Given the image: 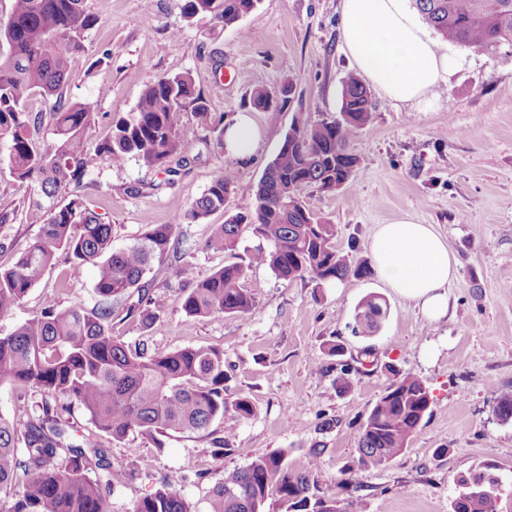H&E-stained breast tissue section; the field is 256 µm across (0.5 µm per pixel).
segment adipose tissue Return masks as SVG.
<instances>
[{
    "mask_svg": "<svg viewBox=\"0 0 512 512\" xmlns=\"http://www.w3.org/2000/svg\"><path fill=\"white\" fill-rule=\"evenodd\" d=\"M342 48L356 71L390 99L423 104L452 62L410 0H343ZM380 277L431 320L448 313L457 262L430 225L403 218L380 225L370 242Z\"/></svg>",
    "mask_w": 512,
    "mask_h": 512,
    "instance_id": "obj_1",
    "label": "adipose tissue"
}]
</instances>
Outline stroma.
<instances>
[{"label":"stroma","mask_w":512,"mask_h":512,"mask_svg":"<svg viewBox=\"0 0 512 512\" xmlns=\"http://www.w3.org/2000/svg\"><path fill=\"white\" fill-rule=\"evenodd\" d=\"M183 0H87L99 24L83 37L72 61L67 97L90 102L98 137L113 118L132 111L145 85L165 74L187 73L214 116L233 122L249 114L262 131L252 157L239 159L207 149L211 130H199L186 168L166 185L136 160L101 163L84 179L88 208L112 227L120 248L153 224H172L181 242L180 280L154 262L146 279L162 304L158 319L142 328L116 308L113 336L148 353L186 346L223 350L228 397L249 396L257 414L214 421L205 431L171 434L163 448L128 436L110 442V512H130L167 476H181V490L203 502L225 469L284 449L289 466L312 471L318 494L334 498L342 472L358 455L357 429L387 387L388 365L409 371L429 387L433 403L406 450L386 466L365 472L357 490L366 512H449L461 477L479 465H495L502 479L499 512H512V420L494 414L501 394L512 392V54L461 50L441 40L454 65L424 105L398 103L373 92L372 122L352 142L358 158L350 187L317 193L318 214L336 226V244L356 243L357 258H370V239L381 224L409 217L433 225L459 261L448 286L446 318L428 320L379 276L353 277L314 287L310 280L277 278L265 266L251 268L245 286L257 307L246 319L224 315L192 318L182 309L186 288L233 255L205 250L212 225L252 197L266 164L278 152L297 115L317 120L339 108L341 84L353 69L342 49V0H261L237 26L205 17L185 22ZM180 44L172 46L171 31ZM293 81L296 94L281 112L251 109L258 88L276 91ZM233 168L234 195L202 223L182 219L214 173ZM0 267L11 265L39 235L46 207L15 193L0 163ZM94 265L71 279L61 266L48 269L13 312L0 317V334L41 309L46 298L90 310L97 306ZM371 296L384 299L388 315L371 335L354 334V314ZM345 348L327 356L329 343ZM354 366L352 385H336V363ZM231 449L219 453L225 430ZM321 444L318 468L310 447ZM194 468L184 471L185 461Z\"/></svg>","instance_id":"stroma-1"}]
</instances>
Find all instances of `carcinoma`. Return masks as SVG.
Instances as JSON below:
<instances>
[{
	"label": "carcinoma",
	"instance_id": "carcinoma-1",
	"mask_svg": "<svg viewBox=\"0 0 512 512\" xmlns=\"http://www.w3.org/2000/svg\"><path fill=\"white\" fill-rule=\"evenodd\" d=\"M260 0H185L184 17L210 16L230 27L252 12ZM426 22L461 48L492 54L512 53V0H414ZM98 24L87 0H12L11 14L0 25V152L12 187L19 193L39 191L48 201V218L39 236L9 268H0V317L9 315L52 267L59 253L70 260L67 277L87 263L97 268L96 309L63 307L47 299L40 311L0 336V385L33 390L40 403L26 405L10 418L0 414V489L13 488V500L0 512H110L105 489L112 482V454L103 438L121 441L130 435L159 449L163 437L181 431H205L228 413L239 420L255 416L247 396L224 397V352L187 346L148 355L112 336L114 302L137 293V313L144 328L153 325L160 305L149 295L144 277L154 261L177 253L175 225L155 224L134 242L112 247V225L103 223L79 194L84 177L100 162L115 166L134 158L168 176L187 165L186 152L198 129L218 135L213 148L224 151L223 119L213 117L207 100L195 90L188 73L163 75L143 89L134 111L112 120L110 133L96 135L92 106L64 94L71 59L84 51L83 36ZM294 82L276 91L258 89L249 105L260 112H281L294 96ZM56 97L49 113L52 139L37 143L31 125L42 117L29 111L36 96ZM191 109L196 123L182 121ZM370 91L349 73L342 81L335 116L304 120L290 127L275 157L268 162L253 196L205 243L214 252L233 251L242 225L250 226L265 245L248 262L224 265L196 281L184 295L186 315L245 318L256 309L255 296L244 287L248 268L264 265L279 279L325 282L373 274L365 260L355 261L336 246V225L323 220L312 205L316 192L345 188L357 157L350 144L373 119ZM235 171L220 169L204 192L183 213L199 222L224 207L234 193ZM65 205L54 203L61 192ZM388 313L377 297L364 301L355 322L370 332ZM393 379L376 400L358 431V458L344 471V488L359 484L363 473L402 454L433 398L411 372L391 369ZM78 406L94 431L72 435L69 414ZM283 450L261 456L243 467L226 469L206 496L204 512H266L275 491L280 512H365L361 498L324 499L315 494L308 472L288 466ZM483 464L462 477L450 512H498L500 477ZM95 477H90V472ZM131 512H198L167 480L137 500Z\"/></svg>",
	"mask_w": 512,
	"mask_h": 512
}]
</instances>
